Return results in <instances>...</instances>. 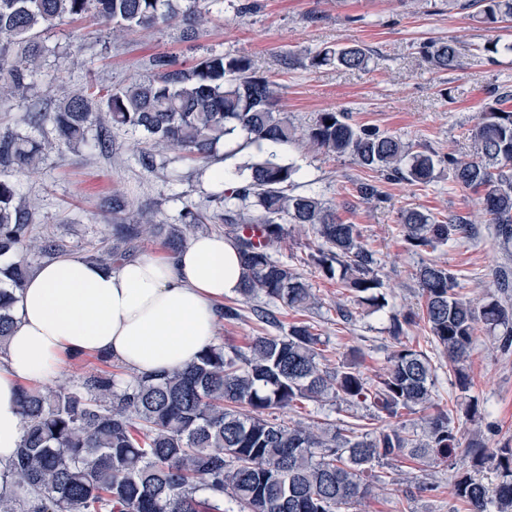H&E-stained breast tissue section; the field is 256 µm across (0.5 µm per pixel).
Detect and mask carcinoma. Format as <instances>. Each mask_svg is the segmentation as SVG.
<instances>
[{"label": "carcinoma", "instance_id": "obj_1", "mask_svg": "<svg viewBox=\"0 0 512 512\" xmlns=\"http://www.w3.org/2000/svg\"><path fill=\"white\" fill-rule=\"evenodd\" d=\"M460 9L479 8L493 25L512 17V0H459ZM221 0H0V93L25 99L47 74L38 66L45 52L43 34L65 19L96 16L115 35L179 21L183 36L194 39L205 15L222 13ZM441 70L459 65L460 49L448 42L427 46ZM359 46L325 48L312 60L320 66L366 67ZM153 77L106 92L88 85L53 112L33 104L26 134H0V169L37 170L52 146L36 136L49 124L58 145L102 155L111 147L110 131L126 128L152 141L154 152L142 163L154 167L155 153L175 150L208 160L221 141L239 132L236 151H255L250 162L227 173L228 187L215 199L224 212L207 216L188 206L181 224L170 227L164 245L181 249L211 219L231 226L244 265L239 296L258 300L259 321L277 324L274 308L302 310L315 295L301 275L275 259L285 225H308L319 243L311 254L324 276L339 279L356 304L375 313L388 306L375 273V259L354 224L313 190L295 192L296 166L284 162L278 147L296 139L389 179L426 185L435 176L434 154L410 151L378 128L356 126L346 112H319L300 130L279 107V86L244 56L211 53L184 68L169 55L151 60ZM512 93L485 106L471 129L467 158L448 157L458 184L478 194L486 222L505 245L512 243ZM112 249L90 259L110 267L127 260L136 240L157 235L159 225L112 198ZM261 228L255 242L234 226ZM461 217L438 222L416 209L402 214L405 241L415 250L435 249L466 232ZM36 213L18 182L0 179V256L29 252L51 258L60 244L37 236ZM30 266L14 262L0 273V347L13 324L12 306L24 288ZM424 304L422 319L436 347L448 357L459 390L470 388L465 362L476 325L503 328L512 344V306L490 296L467 299L456 292L457 277L445 265L423 263L416 271ZM321 337L304 322L283 335L255 336L247 349L222 343L207 346L183 370L133 376L100 371L74 387L23 386L20 406L24 433L11 474L15 487L31 495L28 512H342L374 494L373 466L383 459L409 456L447 458L458 439L444 412L426 421L415 439L390 420L431 403L435 370L422 351L401 345L375 380L354 361L336 370L320 367ZM334 397L367 402L381 413L375 435L288 425L273 411L305 399ZM469 453L473 466L494 465L499 481L490 488L470 474L458 477L454 497L469 512H512V447L489 448L476 435Z\"/></svg>", "mask_w": 512, "mask_h": 512}]
</instances>
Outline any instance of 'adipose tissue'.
Returning a JSON list of instances; mask_svg holds the SVG:
<instances>
[{"instance_id":"obj_1","label":"adipose tissue","mask_w":512,"mask_h":512,"mask_svg":"<svg viewBox=\"0 0 512 512\" xmlns=\"http://www.w3.org/2000/svg\"><path fill=\"white\" fill-rule=\"evenodd\" d=\"M242 272L234 241L204 234L175 254L115 268L69 255L39 267L0 359V487L23 434L20 386L50 382L74 353L108 355L137 375L185 368L214 341V303L237 295Z\"/></svg>"}]
</instances>
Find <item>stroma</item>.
<instances>
[{
	"label": "stroma",
	"instance_id": "stroma-1",
	"mask_svg": "<svg viewBox=\"0 0 512 512\" xmlns=\"http://www.w3.org/2000/svg\"><path fill=\"white\" fill-rule=\"evenodd\" d=\"M243 0H224L221 16L203 26L196 39L182 36L180 24H164L148 31L113 35L109 24L93 17L64 21L43 36L49 81L35 92L45 109L56 107L64 95L87 84L116 88L151 77L154 55L176 56L191 65L211 53L244 56L255 69L280 86L279 105L295 125L307 126L316 113L346 112L364 127H376L436 155L434 181L426 186L391 181L383 174L360 168L351 158L315 151L304 140L281 151L284 162L299 167L298 184H313L341 220L357 225L363 243L376 260L374 269L388 299L385 310L368 313L352 301L338 279L326 278L310 260L315 236L289 225L288 236L276 256L309 283L317 303L295 311L276 308L280 332L304 321L320 334L321 365L334 370L361 354L360 370L375 378L387 366L397 346L407 344L427 354L436 370L435 410L450 411L459 447L448 462L427 467L407 457L381 461L375 467L378 491L350 512H466L452 495L463 473H474L492 486V467L474 469L466 446L481 433L489 447L512 443V349L502 347V332L479 327L466 363L471 385L460 391L455 377L434 346L422 319L423 300L414 273L424 261L452 270L458 292L479 297L494 291L495 268L512 267V247H503L492 225L482 223L476 194L457 184L448 156L469 152L467 132L495 94L512 91V52H486L488 42L512 43V19L493 25L480 22L473 10H462L448 0H253L243 12ZM457 41L466 48L455 70L435 68L425 55L428 44ZM358 45L367 50L365 68L315 67L312 57L327 47ZM107 154L84 156L69 150H51L37 172L18 175L38 228L61 240L67 254L87 258L96 247L112 245V196L131 209L152 213L155 223L175 224L182 203L207 212L219 211L211 201L212 169L247 161V152L228 156L219 145L210 161H192L169 152L145 167L142 152L149 142L122 130L111 133ZM179 181H172V174ZM377 182L381 199H361L358 181ZM416 208L443 219L469 221L467 237L428 251L409 249L403 239L401 213ZM241 317L219 320L218 341L247 347L252 337L269 333L259 322L251 302H240ZM412 316L400 336L390 331L392 316ZM477 402L481 415L464 414L467 402ZM288 424H333L340 429L369 433L380 422L372 408L362 404L305 401L278 411Z\"/></svg>",
	"mask_w": 512,
	"mask_h": 512
}]
</instances>
